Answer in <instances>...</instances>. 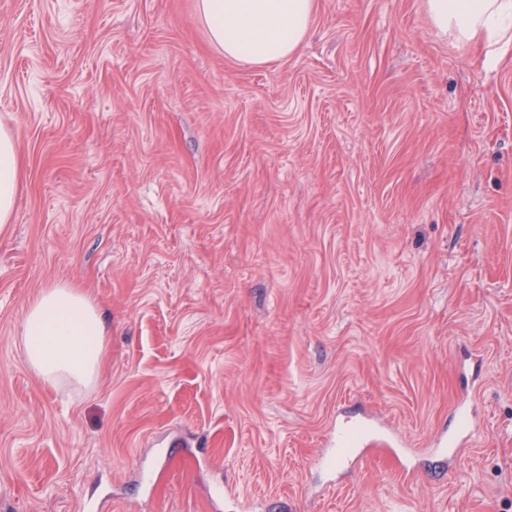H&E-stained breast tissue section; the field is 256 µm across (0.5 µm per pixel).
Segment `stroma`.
<instances>
[{"label": "stroma", "instance_id": "obj_1", "mask_svg": "<svg viewBox=\"0 0 512 512\" xmlns=\"http://www.w3.org/2000/svg\"><path fill=\"white\" fill-rule=\"evenodd\" d=\"M0 126V512H512V42L317 0L251 66L196 0H0ZM64 282L110 324L89 391L19 344ZM365 416L412 455L323 468ZM22 180V161L15 137L0 127V233L15 211ZM361 426L359 425H351L348 423L336 424L335 437L333 436L330 446L332 448H327V452H330V455L335 459L336 462H342L349 455V449L353 446L359 432ZM336 446V448H334Z\"/></svg>", "mask_w": 512, "mask_h": 512}]
</instances>
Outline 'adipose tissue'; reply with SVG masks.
<instances>
[{"label": "adipose tissue", "instance_id": "obj_1", "mask_svg": "<svg viewBox=\"0 0 512 512\" xmlns=\"http://www.w3.org/2000/svg\"><path fill=\"white\" fill-rule=\"evenodd\" d=\"M434 27L456 44L493 43L512 35V0H423ZM212 45L250 65L288 59L312 24L316 0H196ZM22 180L14 136L0 128V233L11 221ZM107 324L77 286L43 288L28 304L21 348L28 364L53 386H94L106 352Z\"/></svg>", "mask_w": 512, "mask_h": 512}]
</instances>
